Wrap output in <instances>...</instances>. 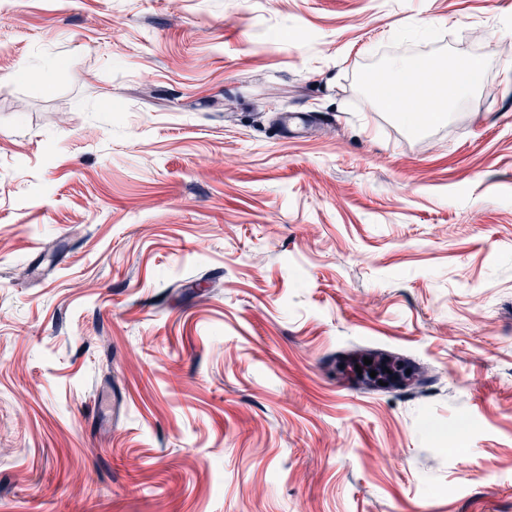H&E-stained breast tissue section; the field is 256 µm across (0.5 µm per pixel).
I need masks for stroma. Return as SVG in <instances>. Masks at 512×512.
<instances>
[{
    "label": "stroma",
    "mask_w": 512,
    "mask_h": 512,
    "mask_svg": "<svg viewBox=\"0 0 512 512\" xmlns=\"http://www.w3.org/2000/svg\"><path fill=\"white\" fill-rule=\"evenodd\" d=\"M0 512H512V0H0ZM477 66L476 62L467 63L447 79L435 77L423 60L398 62L394 65L393 78L377 87L378 99L388 112L404 114L412 123L426 126L447 112L448 83L459 92L465 90L469 86L468 73ZM416 96L429 100L430 106L426 111L412 112L408 109L409 101ZM364 357L372 359V364L365 365ZM356 365L361 367V375L356 372ZM384 367L392 374L387 373ZM407 369H410V374H406ZM329 371L336 376L337 388L350 393L405 391L424 372L421 365L409 356L380 346L342 350L331 361ZM371 371L376 372L375 378L370 376ZM379 380L387 386H381Z\"/></svg>",
    "instance_id": "1"
}]
</instances>
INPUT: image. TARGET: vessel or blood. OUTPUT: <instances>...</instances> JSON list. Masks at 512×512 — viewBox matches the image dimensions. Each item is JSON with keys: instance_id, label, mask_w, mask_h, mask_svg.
I'll list each match as a JSON object with an SVG mask.
<instances>
[{"instance_id": "1", "label": "vessel or blood", "mask_w": 512, "mask_h": 512, "mask_svg": "<svg viewBox=\"0 0 512 512\" xmlns=\"http://www.w3.org/2000/svg\"><path fill=\"white\" fill-rule=\"evenodd\" d=\"M339 390L360 393L404 391L423 373L421 365L390 347L350 348L329 365Z\"/></svg>"}]
</instances>
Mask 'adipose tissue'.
I'll return each instance as SVG.
<instances>
[{
    "instance_id": "adipose-tissue-1",
    "label": "adipose tissue",
    "mask_w": 512,
    "mask_h": 512,
    "mask_svg": "<svg viewBox=\"0 0 512 512\" xmlns=\"http://www.w3.org/2000/svg\"><path fill=\"white\" fill-rule=\"evenodd\" d=\"M468 73V68L464 67L444 79L434 76L424 61L399 62L394 66L393 78L378 86V99L385 110L407 115L412 123L426 126L447 112L450 90H465ZM416 96L429 100L426 111H409L408 103Z\"/></svg>"
}]
</instances>
